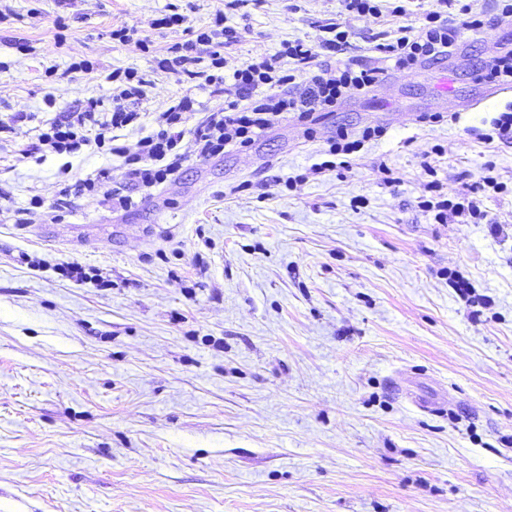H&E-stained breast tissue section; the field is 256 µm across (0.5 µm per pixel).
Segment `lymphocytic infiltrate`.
<instances>
[{
  "mask_svg": "<svg viewBox=\"0 0 512 512\" xmlns=\"http://www.w3.org/2000/svg\"><path fill=\"white\" fill-rule=\"evenodd\" d=\"M461 12L466 17L462 24L433 11L426 13L421 26H398L390 40L376 44L381 55L377 65L357 61L339 67L328 64V56L343 51L349 37L339 26L329 25L325 36L316 42L294 40L284 43L275 54L256 53L229 77L224 74V51L237 44L238 35L225 26L219 12L212 26L195 30L193 39L169 46L167 58L159 65L165 73L200 80L215 95L233 87L234 100L223 111L207 113L188 132L198 155L210 158L222 155L229 146L252 145L287 118L304 121L314 113L334 111L348 91L370 93L386 70H410L451 55L461 29L480 31L489 23L487 15L474 10L469 2ZM109 79L114 86L111 109H102L100 101H88L83 111L53 120L41 142L59 155H73L89 145L108 149L121 158L126 185L143 190L159 187L171 180L185 159L180 143L187 132L182 126L194 109V100L183 97L160 112L151 132L129 146L119 142L116 132L139 120V112L130 109L128 102L142 99L149 82L134 70H113ZM385 133L378 125L365 127L358 134L338 129L328 149L329 160L314 164L309 173L288 178L286 188L296 190L309 175L335 171L337 157L356 153L365 142ZM429 190L431 196L422 205L435 211L437 220L479 209L473 196L444 193L442 183L432 182Z\"/></svg>",
  "mask_w": 512,
  "mask_h": 512,
  "instance_id": "obj_1",
  "label": "lymphocytic infiltrate"
}]
</instances>
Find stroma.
I'll return each instance as SVG.
<instances>
[{"label":"stroma","instance_id":"stroma-1","mask_svg":"<svg viewBox=\"0 0 512 512\" xmlns=\"http://www.w3.org/2000/svg\"><path fill=\"white\" fill-rule=\"evenodd\" d=\"M169 3L0 0V512H512V139L479 138L512 83L480 104L474 76L512 50V23L249 147L200 158L184 139L179 173L131 210L61 196L103 168L122 180L96 146L68 160L39 141L111 103L114 69L153 82L123 143L184 95L190 128L227 107L156 60L224 0H179L186 29L154 28ZM406 7L260 0L229 13L224 72L331 23L350 33L332 64L373 62L403 22L462 17L460 0ZM123 26L153 52L113 40ZM444 76L455 102L434 92ZM373 124L386 135L348 168L285 190L337 129ZM489 172L504 188L479 192L480 215L441 224L419 205L431 181L464 191ZM430 395L447 414L416 407Z\"/></svg>","mask_w":512,"mask_h":512}]
</instances>
